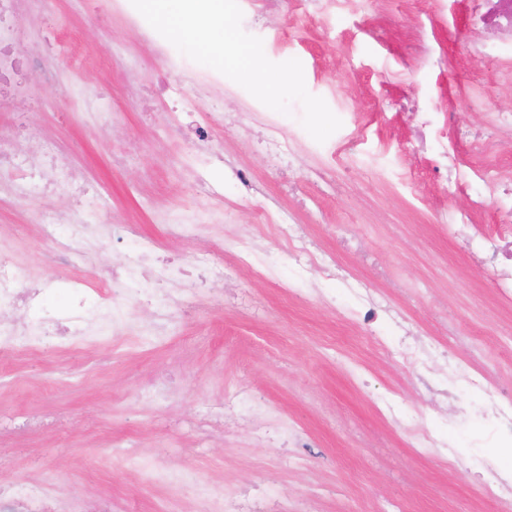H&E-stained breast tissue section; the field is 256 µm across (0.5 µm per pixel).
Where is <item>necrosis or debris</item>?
<instances>
[{"mask_svg": "<svg viewBox=\"0 0 512 512\" xmlns=\"http://www.w3.org/2000/svg\"><path fill=\"white\" fill-rule=\"evenodd\" d=\"M20 4L21 0H0V112L12 115L10 128L0 131V172L20 174L21 181L11 186L7 201L22 207L61 183L69 184L78 197L87 194L91 186L67 173L56 160L53 148L44 147L36 155L24 146L31 115L26 74L32 69L44 70L45 64L41 57L27 59L18 53L24 32L14 18ZM468 45L475 60L490 56L512 69V0H470ZM434 118L433 113H424L415 125V138L423 152L430 154L436 171L472 196L475 204L493 198L496 211V221L491 225L476 224L470 210L442 209L436 214L437 221L447 228L450 238L480 257L499 300L512 304V182L504 181L497 171L480 162L465 164L442 150L428 137ZM35 220L45 226L47 237L58 250V263L69 265L83 259L86 225L50 211L37 212ZM278 230L287 239L288 259L301 276L320 271L324 279L335 282L353 297V314L363 325H390L393 333L404 338L397 351L399 359L420 366L416 375L418 390L432 399L450 400L447 385L438 378L439 371L448 367L447 351L414 338L412 322L395 304L320 251L305 225L291 221L279 225ZM185 271L186 268L157 257L148 240L136 244L134 252L128 253L125 262L113 271L111 280L91 288L73 278L31 279L17 265L0 257V358L19 351L36 354L49 344L61 352L72 347L89 348L102 336L122 341L131 333L129 310L140 305L152 309L154 321L148 328L149 335H163L168 320L165 306L148 290L131 289L127 283L142 278L150 286L161 287L181 278ZM465 380L470 391L483 401L494 425L490 442L495 453L484 463L487 476L482 482L483 490L494 500L497 512H512V397L497 393L485 349L479 344L469 346ZM248 412L257 419L260 441L269 442L284 435L289 447H310L308 434L300 429H284L272 418L266 403L252 404ZM0 512H50L48 494L34 482L13 483L9 488H0ZM194 512H311V506L306 498L294 497L284 506L272 499L260 507L241 495L218 493L201 485L196 489Z\"/></svg>", "mask_w": 512, "mask_h": 512, "instance_id": "1", "label": "necrosis or debris"}]
</instances>
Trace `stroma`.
<instances>
[{
  "label": "stroma",
  "mask_w": 512,
  "mask_h": 512,
  "mask_svg": "<svg viewBox=\"0 0 512 512\" xmlns=\"http://www.w3.org/2000/svg\"><path fill=\"white\" fill-rule=\"evenodd\" d=\"M467 8L468 0H360L355 13L321 14L306 0H242L244 31L262 39L271 61L298 59L308 91L342 121L316 142L300 122L301 105L292 103L279 121L284 136L300 140L298 163L277 170L255 124L224 125L221 108L249 111L244 88L228 80L222 97H194L191 86L206 66L165 62L103 0H58L51 15L40 0H25L26 47L46 56L55 73L52 83L31 84L32 100L47 103L33 115L35 142L53 141L72 173L97 187L81 205L83 222L125 225L126 239L90 243L91 265L56 264L31 214L70 210L73 199L61 185L28 208H0V256L36 280L94 283L136 241H155L165 259L205 251L218 260L225 241L250 224L280 274L268 280L245 269L240 288L201 289L191 297L194 317L172 318L155 341L0 361V486L42 482L56 512H93L107 495L123 512H192L202 483L223 492L336 495L348 512L396 502L407 512H496L480 492L478 463L491 448L472 393L450 384L453 410L434 408L409 371L384 354L395 343L390 326L373 335L358 327L340 288L330 305L305 297L307 282L289 265L284 241L258 221L276 198L369 287L382 285V267L421 281L400 302L406 315L430 336L447 323L479 337L499 362V388H512V359L499 348L512 338V311L495 302L479 265L433 218L439 209L469 208L470 197L445 187L430 159L411 147L410 113L451 108L463 124L479 126L490 111L512 110V91L486 84L496 62L467 55ZM163 77L181 111L146 109V95ZM59 92L67 105L49 106ZM188 112L206 122L215 149L189 147ZM349 139L356 149L334 155ZM239 164L262 193L235 181ZM321 167L334 171V190L307 181ZM199 178L210 193L187 194L185 185ZM186 220L198 224L191 242L171 230ZM161 378L171 383L169 398L149 401L144 389ZM228 386L263 397L318 448L289 461L288 448L260 445L251 423L230 412L199 435L201 415L223 404ZM385 397L405 416L428 414L436 432L456 442L459 464H448L439 449L409 447L402 430L377 414ZM116 451L189 471L194 480L177 489L145 483L134 469L113 467Z\"/></svg>",
  "instance_id": "1"
}]
</instances>
